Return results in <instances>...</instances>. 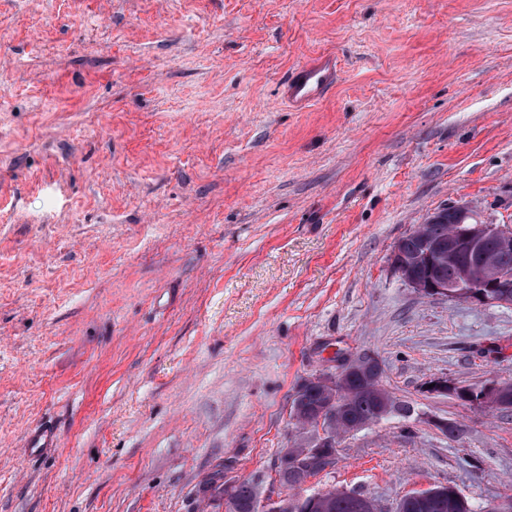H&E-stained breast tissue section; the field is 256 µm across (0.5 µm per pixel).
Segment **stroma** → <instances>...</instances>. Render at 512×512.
I'll list each match as a JSON object with an SVG mask.
<instances>
[{
  "label": "stroma",
  "instance_id": "stroma-1",
  "mask_svg": "<svg viewBox=\"0 0 512 512\" xmlns=\"http://www.w3.org/2000/svg\"><path fill=\"white\" fill-rule=\"evenodd\" d=\"M323 51L336 88L291 111ZM455 203L512 224V0H0V512H219L218 468L269 492L337 352L408 414L309 492L512 498V412L427 389L512 381V306L389 263ZM340 61L334 53H322L295 66L282 84L280 95L296 112L319 103L333 90L340 76Z\"/></svg>",
  "mask_w": 512,
  "mask_h": 512
}]
</instances>
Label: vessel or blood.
<instances>
[{
	"label": "vessel or blood",
	"mask_w": 512,
	"mask_h": 512,
	"mask_svg": "<svg viewBox=\"0 0 512 512\" xmlns=\"http://www.w3.org/2000/svg\"><path fill=\"white\" fill-rule=\"evenodd\" d=\"M339 76L340 61L336 54L323 53L295 66L283 83L280 95L291 109L302 112L326 98Z\"/></svg>",
	"instance_id": "obj_1"
}]
</instances>
